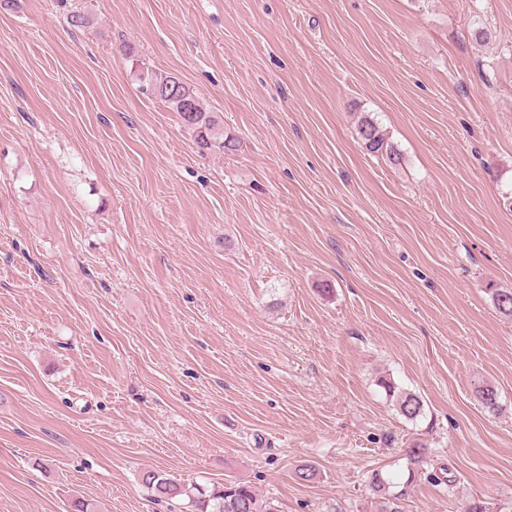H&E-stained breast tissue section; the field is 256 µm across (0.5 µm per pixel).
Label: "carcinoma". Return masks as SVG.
Masks as SVG:
<instances>
[{
  "label": "carcinoma",
  "instance_id": "carcinoma-1",
  "mask_svg": "<svg viewBox=\"0 0 512 512\" xmlns=\"http://www.w3.org/2000/svg\"><path fill=\"white\" fill-rule=\"evenodd\" d=\"M142 90L164 102L177 112L184 126L195 134V143L200 152L218 151L232 153L239 142L236 137L224 132V123L213 112L204 108L196 92L175 76L141 74ZM357 133L367 151L386 156L393 164L400 163L402 155L389 139L374 117L366 113L357 123ZM492 299L498 312L512 317V289L495 288ZM380 387L395 403L398 413L407 421L417 423L425 417L423 400L415 393L399 389L391 381L383 379ZM476 393L481 405L490 413L500 411L498 392L489 385L478 386ZM429 448L423 442H415L408 451L409 476H414V467L423 463ZM141 482L160 500L180 499L187 502L190 512H281L273 500H262L248 482L228 480L212 487L198 483H186L165 472L148 470ZM373 492L375 512H403L401 494L395 491L396 480L381 473L373 475L369 483Z\"/></svg>",
  "mask_w": 512,
  "mask_h": 512
}]
</instances>
